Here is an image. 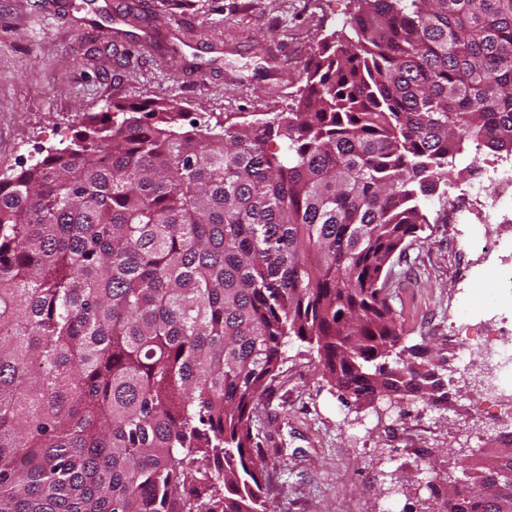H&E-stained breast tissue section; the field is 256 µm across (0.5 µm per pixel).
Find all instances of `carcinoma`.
<instances>
[{"instance_id":"1","label":"carcinoma","mask_w":512,"mask_h":512,"mask_svg":"<svg viewBox=\"0 0 512 512\" xmlns=\"http://www.w3.org/2000/svg\"><path fill=\"white\" fill-rule=\"evenodd\" d=\"M357 2L292 112L116 105L0 172V512H275L290 336L342 398L444 401L389 264L457 157L512 154V0ZM463 468L448 512H512V451Z\"/></svg>"}]
</instances>
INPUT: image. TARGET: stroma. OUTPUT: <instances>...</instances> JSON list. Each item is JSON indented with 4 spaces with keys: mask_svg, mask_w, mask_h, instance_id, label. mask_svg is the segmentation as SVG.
<instances>
[{
    "mask_svg": "<svg viewBox=\"0 0 512 512\" xmlns=\"http://www.w3.org/2000/svg\"><path fill=\"white\" fill-rule=\"evenodd\" d=\"M355 0H0V168L66 145L83 118L129 101L177 100L186 122L247 123L295 108L304 66L341 32ZM390 287L405 345L427 344L450 379L448 400L347 403L317 353L289 339L279 384L258 410L267 493L276 512H443L455 464L512 430V414L479 397L482 359L459 373L451 321L479 331L470 279L494 278L464 245L439 198L424 201Z\"/></svg>",
    "mask_w": 512,
    "mask_h": 512,
    "instance_id": "35a3bbf8",
    "label": "stroma"
}]
</instances>
